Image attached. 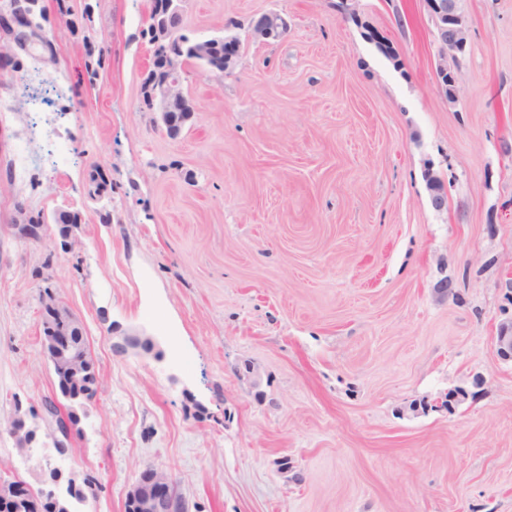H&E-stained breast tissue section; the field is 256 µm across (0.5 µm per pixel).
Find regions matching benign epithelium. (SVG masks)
Segmentation results:
<instances>
[{"instance_id": "obj_1", "label": "benign epithelium", "mask_w": 512, "mask_h": 512, "mask_svg": "<svg viewBox=\"0 0 512 512\" xmlns=\"http://www.w3.org/2000/svg\"><path fill=\"white\" fill-rule=\"evenodd\" d=\"M434 27V36L441 52L436 66V80L448 102L457 99L461 58L468 44L466 17L459 12L457 0H424ZM42 0H0V28L8 29L22 23H34L43 14ZM288 30V22L279 13H266L250 26L249 39L270 42L280 39ZM179 27L155 26L153 47L181 41ZM224 42V72L230 74L241 56L243 42L239 36L227 33ZM211 44L205 40L188 43L192 53L189 63L209 66ZM183 74L168 67L150 81L147 92L152 110L160 113L162 124L170 134L179 131L193 107L182 89ZM45 353L55 374L61 379L85 378L90 391L97 390L99 374L91 361L87 338L78 318L63 304L52 307L43 318ZM60 495L45 488L35 489L24 481L0 477V501L14 512H45L48 503L58 506ZM132 512H189L184 497L177 491L170 474L152 466L143 468L127 493Z\"/></svg>"}]
</instances>
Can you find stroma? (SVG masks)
Wrapping results in <instances>:
<instances>
[{"instance_id": "stroma-1", "label": "stroma", "mask_w": 512, "mask_h": 512, "mask_svg": "<svg viewBox=\"0 0 512 512\" xmlns=\"http://www.w3.org/2000/svg\"><path fill=\"white\" fill-rule=\"evenodd\" d=\"M71 3L91 6V43L43 0L59 61L0 88V424L19 412L38 435L0 440V476H94L74 512H125L146 466L189 512H512V0H458L453 105L423 0H185L196 38L248 44L232 75L189 67L175 137L143 104L152 0ZM271 12L286 34L248 40ZM92 45L109 62L82 82ZM35 121L72 155L32 135L21 184ZM60 209L80 216L67 247L55 224L41 242L16 227ZM45 287L100 376L62 455ZM133 334L150 348L113 350Z\"/></svg>"}]
</instances>
